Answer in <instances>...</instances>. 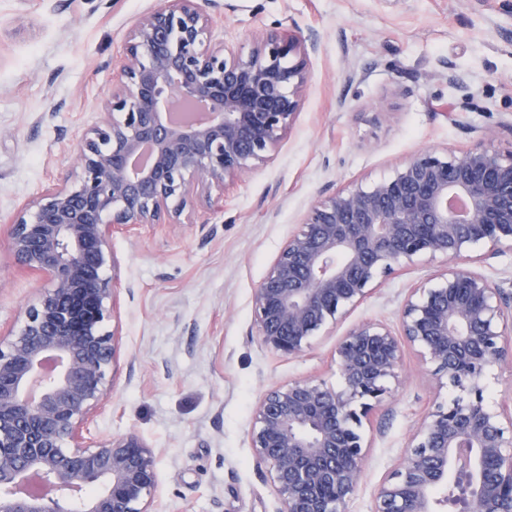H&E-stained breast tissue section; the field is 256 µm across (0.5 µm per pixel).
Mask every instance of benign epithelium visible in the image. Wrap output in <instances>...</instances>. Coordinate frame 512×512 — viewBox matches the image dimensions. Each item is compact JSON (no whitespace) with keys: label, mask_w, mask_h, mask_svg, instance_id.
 <instances>
[{"label":"benign epithelium","mask_w":512,"mask_h":512,"mask_svg":"<svg viewBox=\"0 0 512 512\" xmlns=\"http://www.w3.org/2000/svg\"><path fill=\"white\" fill-rule=\"evenodd\" d=\"M202 0H161L112 62L102 117L79 140L80 177L53 183L8 220V249L47 285L0 340V512H153L157 450L128 433L94 445L83 428L112 390L119 278L112 235L179 223L191 192L208 203L269 161L308 90L305 40L269 31L243 53L211 41ZM478 135L463 151L422 150L388 179L315 202L253 296L261 345L299 357L395 268L443 257L411 289L399 333L353 326L335 350L343 385H274L250 430L282 512H345L359 488L369 412L416 348L458 395L411 434L372 512H442L451 476L474 512H512V401L493 410L482 381L512 360V292L475 272V246L512 253V151Z\"/></svg>","instance_id":"benign-epithelium-1"}]
</instances>
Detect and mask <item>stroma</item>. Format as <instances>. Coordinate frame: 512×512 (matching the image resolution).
I'll return each instance as SVG.
<instances>
[{"label":"stroma","mask_w":512,"mask_h":512,"mask_svg":"<svg viewBox=\"0 0 512 512\" xmlns=\"http://www.w3.org/2000/svg\"><path fill=\"white\" fill-rule=\"evenodd\" d=\"M159 0H0V336L46 283L20 267L6 220L49 184L75 181V147L101 118L112 61L139 14ZM214 41L249 51L287 27L313 37L309 89L272 160L208 208L194 191L177 226L114 234L120 350L109 398L83 435L130 432L158 451L157 512H280L250 446L256 404L271 386H332L338 339L362 322L399 328L409 288L443 260L397 269L301 357L264 348L253 294L317 200L391 176L412 154L461 151L482 130L512 151V0H215ZM406 348L398 384L369 414L362 482L346 512H371L438 386Z\"/></svg>","instance_id":"stroma-1"}]
</instances>
